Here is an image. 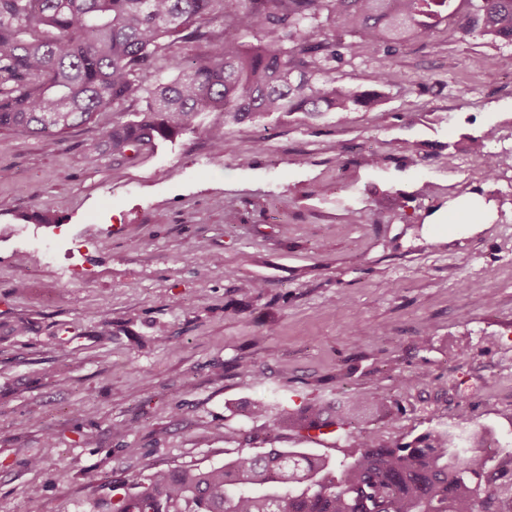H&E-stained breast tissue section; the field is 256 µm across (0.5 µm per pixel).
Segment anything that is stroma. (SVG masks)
Masks as SVG:
<instances>
[{
  "mask_svg": "<svg viewBox=\"0 0 512 512\" xmlns=\"http://www.w3.org/2000/svg\"><path fill=\"white\" fill-rule=\"evenodd\" d=\"M457 28L352 44L339 74L372 108L236 124L219 154L207 113L122 165L86 152L93 125L0 129V512H112L156 470L235 458L241 429L349 458L272 430L317 401L372 400L352 426L383 443L512 436V167L471 152L512 149V48ZM488 475L482 512H512V452Z\"/></svg>",
  "mask_w": 512,
  "mask_h": 512,
  "instance_id": "obj_1",
  "label": "stroma"
}]
</instances>
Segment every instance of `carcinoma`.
<instances>
[{
    "label": "carcinoma",
    "instance_id": "cac0c4a2",
    "mask_svg": "<svg viewBox=\"0 0 512 512\" xmlns=\"http://www.w3.org/2000/svg\"><path fill=\"white\" fill-rule=\"evenodd\" d=\"M454 0H0V128L53 140L110 112L91 150L133 162L193 129L215 151L225 126L277 112H354L373 94L336 75L347 39L372 55L433 36ZM463 36L512 43V0H462ZM178 34L199 50L176 55ZM177 71L170 76L168 71ZM139 101L136 112L126 104ZM352 410L311 405L300 432L351 425ZM339 463L283 448L241 451L222 466L157 470L112 512H480L488 458L473 434L432 428L381 444L347 431Z\"/></svg>",
    "mask_w": 512,
    "mask_h": 512
}]
</instances>
